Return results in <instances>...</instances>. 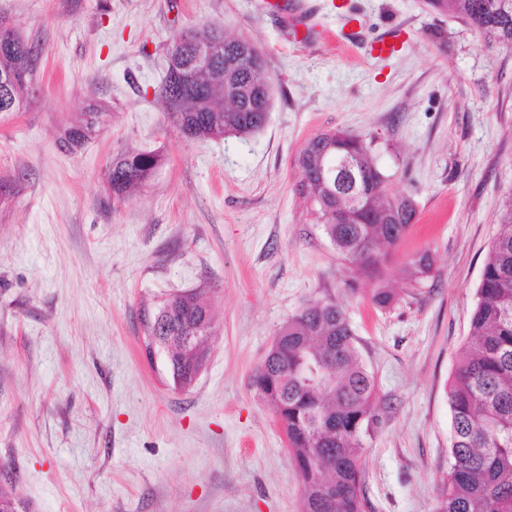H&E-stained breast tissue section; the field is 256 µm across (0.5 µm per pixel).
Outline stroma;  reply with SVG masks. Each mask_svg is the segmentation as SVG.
Segmentation results:
<instances>
[{"label": "stroma", "mask_w": 512, "mask_h": 512, "mask_svg": "<svg viewBox=\"0 0 512 512\" xmlns=\"http://www.w3.org/2000/svg\"><path fill=\"white\" fill-rule=\"evenodd\" d=\"M301 27L264 0H0L36 50L19 111L0 113V488L18 512H301L273 408L252 385L279 326L306 301L343 305L376 389L366 512H435L448 468L447 389L502 200L512 192V51L429 0H299ZM216 24L266 60L273 98L250 136L186 140L157 91L179 30ZM340 45L325 44L323 29ZM397 50L374 59L379 39ZM99 105L74 153L60 126ZM368 135L390 194L418 221L369 285L292 190L314 134ZM165 161L125 202L112 156ZM434 276L406 278L416 253ZM204 291L206 363L173 389L148 359L142 308Z\"/></svg>", "instance_id": "1"}]
</instances>
